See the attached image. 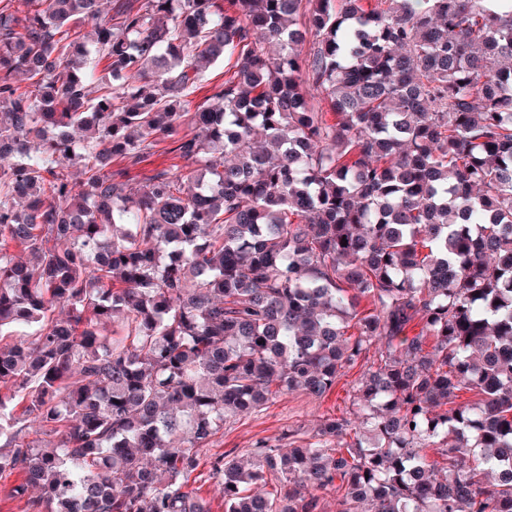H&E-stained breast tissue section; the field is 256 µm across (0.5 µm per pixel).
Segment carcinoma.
Listing matches in <instances>:
<instances>
[{"label":"carcinoma","instance_id":"carcinoma-1","mask_svg":"<svg viewBox=\"0 0 512 512\" xmlns=\"http://www.w3.org/2000/svg\"><path fill=\"white\" fill-rule=\"evenodd\" d=\"M103 2L0 0L24 512H211L189 480L224 424L362 361L371 436L327 415L213 458L224 512H512V0ZM165 143L141 188L112 171ZM198 83L196 91L188 98V110L195 112L198 108L207 107L212 103L214 87L224 82V63L217 62L211 66Z\"/></svg>","mask_w":512,"mask_h":512}]
</instances>
